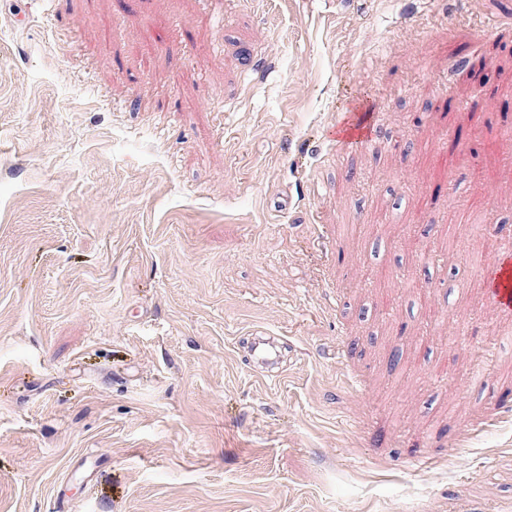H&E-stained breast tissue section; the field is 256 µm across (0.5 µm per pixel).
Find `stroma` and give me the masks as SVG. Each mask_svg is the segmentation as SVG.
Wrapping results in <instances>:
<instances>
[{"label":"stroma","mask_w":512,"mask_h":512,"mask_svg":"<svg viewBox=\"0 0 512 512\" xmlns=\"http://www.w3.org/2000/svg\"><path fill=\"white\" fill-rule=\"evenodd\" d=\"M508 11L0 0V512H512ZM344 124H350L353 132L345 137H336V151L343 153L350 148V143L355 142L360 148H367L376 142V129L373 114L367 121H359L356 114L347 117ZM493 262L479 270V275L487 278L490 268L496 271L495 279L489 286V297L501 312L512 313V238L496 241L492 250ZM278 340L276 336H255L248 351L249 364L263 365L265 367L263 371L270 377L268 379H276L280 376L276 367L280 357Z\"/></svg>","instance_id":"stroma-1"}]
</instances>
